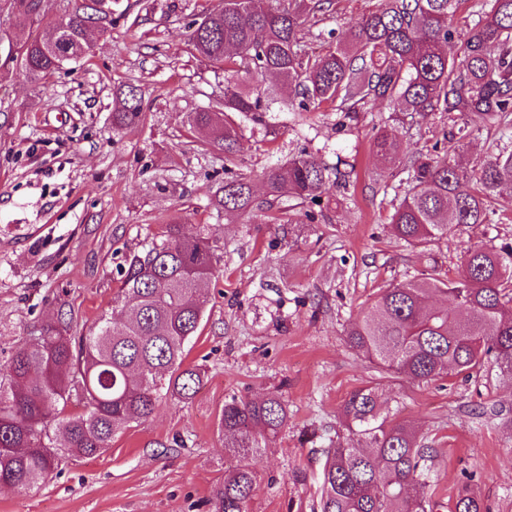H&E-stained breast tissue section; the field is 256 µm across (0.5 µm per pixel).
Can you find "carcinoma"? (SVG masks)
Listing matches in <instances>:
<instances>
[{"mask_svg":"<svg viewBox=\"0 0 512 512\" xmlns=\"http://www.w3.org/2000/svg\"><path fill=\"white\" fill-rule=\"evenodd\" d=\"M44 2L0 0V14L15 28H30ZM64 2L60 21L20 45L0 32V50L32 82L66 64L58 54L62 45L70 61L85 57L87 25L102 32L112 26V0ZM332 2L288 0L286 7L267 8L263 0H224V8L194 26V53L224 71V111L195 112L191 125L210 134L226 162L233 163L240 135L224 113L267 110L265 93L244 86L254 74L298 90L301 109L326 102L348 118L370 101L394 98L401 111L422 117L458 113L476 124L512 127V0H491L490 9L478 14L464 34L460 58L446 50L460 0H383L336 35L333 48L306 60L299 52L306 26ZM117 100L114 127L141 120L136 87L120 90ZM470 133L468 125L460 126L403 162V195L390 222L396 238L434 247L466 224L488 223L493 213L512 216V197L503 195L512 189V151L473 164L456 154V142ZM373 147L395 161V131L380 129ZM342 165L354 168L340 158L331 168L308 152L289 159L265 176L266 206L286 196L317 203L330 176L346 184ZM214 205L230 214L250 211L256 205L251 183L241 176L224 179ZM217 272L205 230L166 224L117 268L121 320L102 317L83 333L68 301L58 300V320L26 337L0 369V484L25 491L69 457L102 453L161 402H189L203 378L199 369L182 367L183 359L207 310L202 285ZM346 342L382 377L425 383L468 377L488 359L512 377V245L467 249L453 279H408L379 288L349 324ZM73 398L83 403V413L67 412ZM340 415L348 443L322 449L316 512H438V502L425 493L432 449L421 444L413 425L382 411L378 388L354 390ZM219 427L235 465L225 469L211 501L215 512H246L257 485L252 460L288 427V403L275 394L233 396L224 402ZM454 512H481V504L464 490Z\"/></svg>","mask_w":512,"mask_h":512,"instance_id":"cac0c4a2","label":"carcinoma"}]
</instances>
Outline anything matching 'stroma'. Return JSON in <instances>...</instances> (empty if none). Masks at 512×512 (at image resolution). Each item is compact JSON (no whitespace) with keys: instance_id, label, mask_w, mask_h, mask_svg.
<instances>
[{"instance_id":"stroma-1","label":"stroma","mask_w":512,"mask_h":512,"mask_svg":"<svg viewBox=\"0 0 512 512\" xmlns=\"http://www.w3.org/2000/svg\"><path fill=\"white\" fill-rule=\"evenodd\" d=\"M218 4L117 0L111 30L91 32L86 57L42 85L0 60V368L36 326L55 320L56 298L82 324L120 316L116 268L161 225L205 229L224 269L205 284L207 311L185 358L207 369L195 397L162 403L104 453L73 458L37 487L0 488V512H212L211 492L230 464L219 429L225 399L273 392L290 421L252 461L258 484L246 510L313 512L322 450L343 430L340 407L373 381L385 408L433 448L429 491L441 512H454L465 489L484 512H512V378L489 362L470 378L379 380L344 336L379 286L453 278L467 248L512 244V220L496 215L429 249L390 234L399 180L375 157L374 133L393 128L406 158L463 117L413 119L379 100L346 120L327 103L298 110L294 90L278 86L259 120L228 113L241 134L229 168L260 197L266 173L305 151L330 166L349 159L355 185L324 193L312 223L301 207L291 224L264 206L224 214L213 204L224 154L190 126L193 112L224 108L223 72L188 46L189 23ZM378 4L335 0L304 36L302 56L328 50L332 32ZM123 84L142 89L143 116L116 129Z\"/></svg>"}]
</instances>
